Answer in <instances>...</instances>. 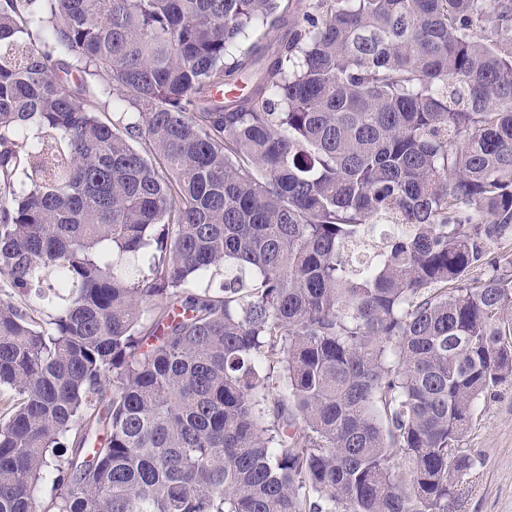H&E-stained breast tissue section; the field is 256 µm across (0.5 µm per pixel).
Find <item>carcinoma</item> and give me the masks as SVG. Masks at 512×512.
<instances>
[{
  "label": "carcinoma",
  "mask_w": 512,
  "mask_h": 512,
  "mask_svg": "<svg viewBox=\"0 0 512 512\" xmlns=\"http://www.w3.org/2000/svg\"><path fill=\"white\" fill-rule=\"evenodd\" d=\"M509 240L512 0H0V512H447Z\"/></svg>",
  "instance_id": "1"
}]
</instances>
